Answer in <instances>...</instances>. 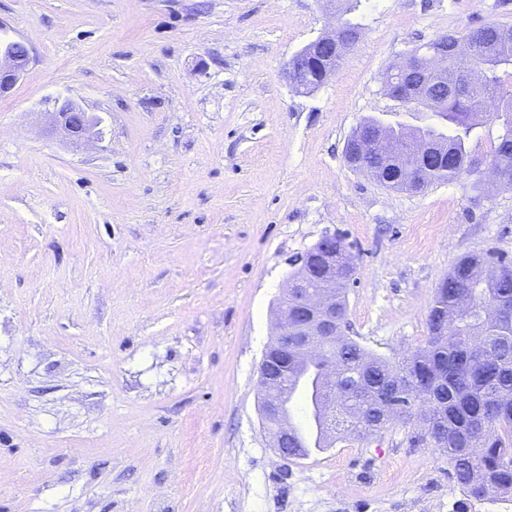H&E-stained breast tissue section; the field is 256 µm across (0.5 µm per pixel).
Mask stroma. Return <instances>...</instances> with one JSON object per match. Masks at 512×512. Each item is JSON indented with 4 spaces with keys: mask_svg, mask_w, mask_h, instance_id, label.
Listing matches in <instances>:
<instances>
[{
    "mask_svg": "<svg viewBox=\"0 0 512 512\" xmlns=\"http://www.w3.org/2000/svg\"><path fill=\"white\" fill-rule=\"evenodd\" d=\"M362 36L310 93L289 58L325 0H0L34 58L0 98V512H455L420 420L280 457L258 368L292 259L324 234L355 264L347 334L395 361L474 253L512 258V187L393 190L349 167L387 69L500 0H359ZM66 95L102 141L48 132Z\"/></svg>",
    "mask_w": 512,
    "mask_h": 512,
    "instance_id": "35a3bbf8",
    "label": "stroma"
}]
</instances>
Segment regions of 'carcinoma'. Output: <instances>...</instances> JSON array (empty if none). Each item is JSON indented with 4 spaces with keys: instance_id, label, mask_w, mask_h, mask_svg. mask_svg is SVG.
<instances>
[{
    "instance_id": "carcinoma-1",
    "label": "carcinoma",
    "mask_w": 512,
    "mask_h": 512,
    "mask_svg": "<svg viewBox=\"0 0 512 512\" xmlns=\"http://www.w3.org/2000/svg\"><path fill=\"white\" fill-rule=\"evenodd\" d=\"M505 31L512 34V26L489 24L463 36L448 35L447 76L425 83L427 97L438 102L432 111L447 123L448 133L432 126H402L398 134L410 140L431 139L448 154V161H439L421 174L423 186L472 177V187H477L470 132L482 121L483 107L499 102V91L508 87L504 74L512 66V52L488 55L483 59V81L453 92L450 87L472 63L469 56L455 53L453 44L481 39L492 47ZM497 122L502 134L489 157L512 185V107L498 113ZM360 163L378 169L391 188L409 187L401 180L397 156L381 164L366 155ZM486 260L483 255L463 257L436 288L430 311L447 316L448 328L460 336L482 326L485 352L492 361L470 353L453 336L439 340L430 335L425 347L395 363L380 359L367 364L356 341L338 336L335 347L317 362L320 368H336L335 378L326 384L325 410L329 423L350 435L384 426L377 406L396 390L438 401L435 411L446 439L442 452L448 455L449 475L476 502L512 495V316L487 319L483 315L487 303L512 309V261L497 256L502 276L487 280L482 272Z\"/></svg>"
}]
</instances>
